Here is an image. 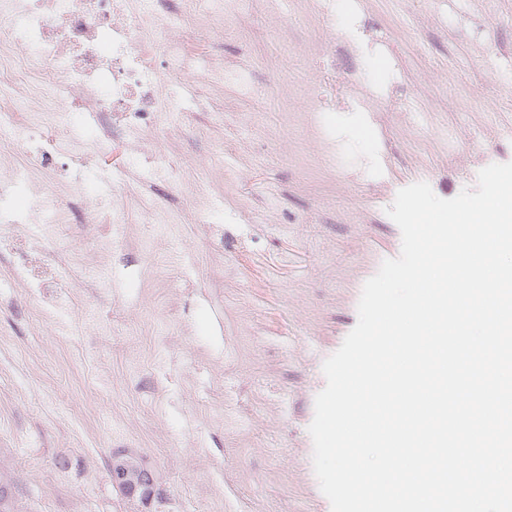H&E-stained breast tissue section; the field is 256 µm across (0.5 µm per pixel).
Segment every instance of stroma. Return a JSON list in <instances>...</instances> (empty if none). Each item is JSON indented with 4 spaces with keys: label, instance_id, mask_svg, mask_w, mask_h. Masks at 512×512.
Returning a JSON list of instances; mask_svg holds the SVG:
<instances>
[{
    "label": "stroma",
    "instance_id": "obj_1",
    "mask_svg": "<svg viewBox=\"0 0 512 512\" xmlns=\"http://www.w3.org/2000/svg\"><path fill=\"white\" fill-rule=\"evenodd\" d=\"M280 25L284 49L266 37ZM243 28L225 58L312 87V109L324 104L319 62L356 31L346 66L368 90L404 80L410 119L326 109L365 167L332 170L317 139L280 131L269 91L247 103L225 92L203 130L229 147L233 180L211 223L180 226L161 267L140 249L146 215L108 266L96 243L111 225H70L60 252L42 225L0 223L71 283L65 309L37 314L45 293L0 259V477L19 512H331L308 427L365 281L400 254L387 208L412 183L450 199L512 162V139H492L512 128V0L494 12L486 0H334L324 17L281 0L280 16ZM122 450L146 459L162 501L113 485Z\"/></svg>",
    "mask_w": 512,
    "mask_h": 512
}]
</instances>
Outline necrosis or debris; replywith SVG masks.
Instances as JSON below:
<instances>
[{"label":"necrosis or debris","mask_w":512,"mask_h":512,"mask_svg":"<svg viewBox=\"0 0 512 512\" xmlns=\"http://www.w3.org/2000/svg\"><path fill=\"white\" fill-rule=\"evenodd\" d=\"M246 0H0V183L10 194L35 192L63 149L53 130L84 129L102 144L123 143L130 154L148 146L177 148L194 131V107L168 92L159 70L191 74L206 90L232 83L251 97V67H227L213 53L198 65L186 40L228 31ZM73 92L70 104L57 94ZM90 187L50 195L31 212L48 237L69 224H127L149 211L161 233L185 223L190 201L197 223H208L217 197L186 169L171 176L160 164L149 178L130 179L127 167L112 178V212L91 208Z\"/></svg>","instance_id":"4bbe7bcc"}]
</instances>
